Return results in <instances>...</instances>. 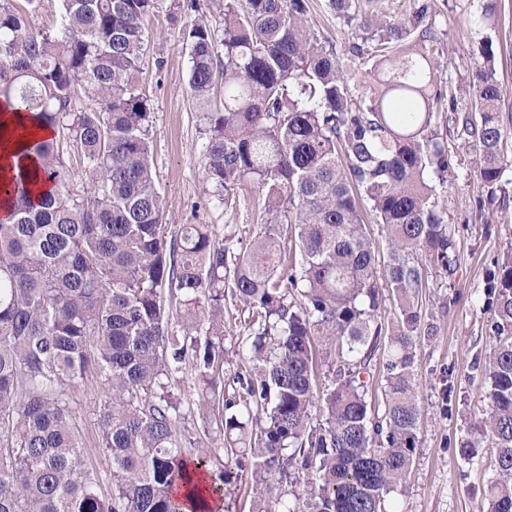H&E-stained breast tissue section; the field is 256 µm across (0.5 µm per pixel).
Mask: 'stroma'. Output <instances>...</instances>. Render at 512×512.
Masks as SVG:
<instances>
[{
	"label": "stroma",
	"instance_id": "obj_1",
	"mask_svg": "<svg viewBox=\"0 0 512 512\" xmlns=\"http://www.w3.org/2000/svg\"><path fill=\"white\" fill-rule=\"evenodd\" d=\"M171 0H160L155 16L145 23L147 51L139 76L142 92L151 105V151L158 189L164 198L168 231L200 222L230 226L229 247L240 252L260 230L261 201L251 191L218 199L203 181L205 137L200 113L190 98L189 54L176 29L167 21ZM482 0H436L435 55L442 78L466 89L483 37H490L498 58L496 78L504 90L501 120L512 130V0H498L499 22L489 32L473 27L469 18ZM308 23L327 50L335 52L346 71L356 74L354 96H361L362 80L370 65L352 56V29L330 7L328 0H308ZM459 166L448 182L436 189L440 205L455 229L458 270L448 279L431 267L423 274L428 288L423 307L437 324L435 336H419L415 346L416 394L421 407L420 446L412 471L401 491L393 496L396 512H486L485 490L493 475L488 449L461 458L451 443L470 434V419L487 406L484 377L475 367L476 357L489 350L492 315L483 306L487 268L512 249V167H506L501 190L505 210H481L479 154L474 143L456 140ZM453 367L452 406H445L443 369ZM179 395L182 416L177 438L193 459L204 461L207 472L224 467V453L215 435L199 416L197 391L191 374H183ZM99 398L96 382L74 396L82 415L87 452L101 476L112 470L111 459L95 447Z\"/></svg>",
	"mask_w": 512,
	"mask_h": 512
}]
</instances>
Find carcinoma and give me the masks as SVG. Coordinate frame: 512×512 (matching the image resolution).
<instances>
[{
	"label": "carcinoma",
	"instance_id": "1",
	"mask_svg": "<svg viewBox=\"0 0 512 512\" xmlns=\"http://www.w3.org/2000/svg\"><path fill=\"white\" fill-rule=\"evenodd\" d=\"M51 27L28 17L45 0H0V101L16 103L30 138L3 187L0 220V512H195L244 482L252 512H387L419 444L414 348L424 322L422 263L447 277L458 255L432 179L459 166L448 137L479 151V208L499 200L512 163L500 119L497 55L485 39L470 106L434 57V0L390 21L382 0H329L354 25L349 50L374 60L369 103L349 93L334 52L306 17V0H224V28L197 0H172L189 48V87L204 109V179L216 196L249 184L261 231L232 253L212 224L167 235L151 153L152 117L139 87L144 22L158 0H57ZM496 0L473 19L494 22ZM221 106L211 108L217 79ZM41 182L47 191H36ZM369 204L389 255L378 272L358 207ZM290 226V235L282 233ZM391 297L388 330L377 321ZM493 313L483 363L494 476L487 512H512V254L486 271ZM248 311V364L224 390L226 300ZM387 339L384 407L366 375ZM333 380L318 390L323 367ZM191 369L197 410L223 437L218 479L191 478L176 436L174 390ZM103 385L96 445L112 459L110 491L86 451L73 394ZM301 492L284 501L282 486Z\"/></svg>",
	"mask_w": 512,
	"mask_h": 512
}]
</instances>
